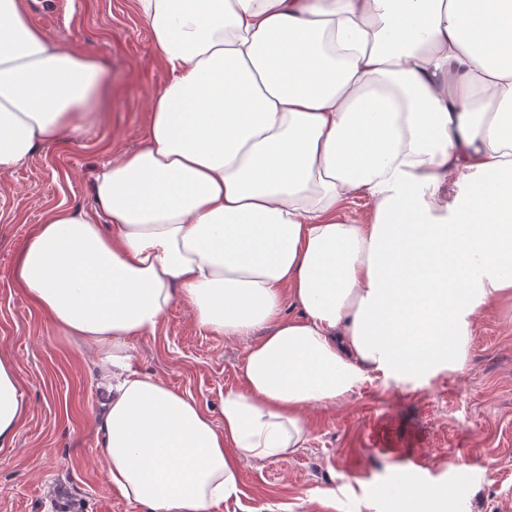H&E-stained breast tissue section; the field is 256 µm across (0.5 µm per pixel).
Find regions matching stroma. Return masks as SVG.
<instances>
[{
    "instance_id": "1",
    "label": "stroma",
    "mask_w": 512,
    "mask_h": 512,
    "mask_svg": "<svg viewBox=\"0 0 512 512\" xmlns=\"http://www.w3.org/2000/svg\"><path fill=\"white\" fill-rule=\"evenodd\" d=\"M25 2L29 18L52 15L50 37L93 52L104 81L82 128L0 173V351L13 358L28 403L13 446L0 448V512H56L68 495L80 512H149L109 486L95 454L104 396L92 349L58 334L13 266L50 209H91L95 172L143 143L165 70L136 0ZM130 354L217 423L225 391L242 385L243 342L199 327L180 301ZM308 415L307 447L243 463L239 498L211 512H385L383 490L421 478L452 487L464 512H512V308L478 317L463 368L376 373L345 402Z\"/></svg>"
}]
</instances>
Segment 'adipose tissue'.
Here are the masks:
<instances>
[{
  "label": "adipose tissue",
  "mask_w": 512,
  "mask_h": 512,
  "mask_svg": "<svg viewBox=\"0 0 512 512\" xmlns=\"http://www.w3.org/2000/svg\"><path fill=\"white\" fill-rule=\"evenodd\" d=\"M137 4L167 72L145 141L97 170L92 210L35 226L14 277L97 354L107 482L210 512L242 463L307 446L310 409L461 366L477 317L512 304V0ZM102 81L0 0V172L78 129ZM355 195L368 216L344 215ZM179 300L246 344L222 424L131 363ZM26 411L0 354L1 448Z\"/></svg>",
  "instance_id": "adipose-tissue-1"
}]
</instances>
